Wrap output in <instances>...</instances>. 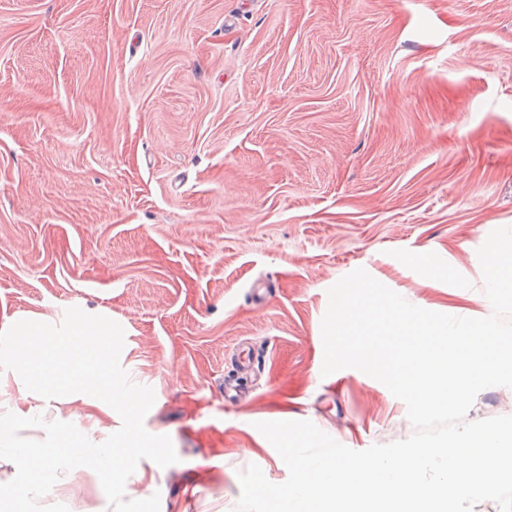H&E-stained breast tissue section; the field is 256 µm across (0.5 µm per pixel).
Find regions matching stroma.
<instances>
[{
  "label": "stroma",
  "instance_id": "stroma-1",
  "mask_svg": "<svg viewBox=\"0 0 512 512\" xmlns=\"http://www.w3.org/2000/svg\"><path fill=\"white\" fill-rule=\"evenodd\" d=\"M510 225L512 0H0V311L124 326L112 374L169 451L140 512L286 481L260 422L409 437L383 383L322 376L327 291L362 268L481 317L477 250Z\"/></svg>",
  "mask_w": 512,
  "mask_h": 512
}]
</instances>
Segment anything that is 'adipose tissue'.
Here are the masks:
<instances>
[{"instance_id":"1","label":"adipose tissue","mask_w":512,"mask_h":512,"mask_svg":"<svg viewBox=\"0 0 512 512\" xmlns=\"http://www.w3.org/2000/svg\"><path fill=\"white\" fill-rule=\"evenodd\" d=\"M122 325L87 308L68 324L50 315L0 317V460L18 465L20 482L0 489V512H26L49 487L83 470L107 478L115 491L144 480L134 462L145 457L155 472L167 464V447L139 427L149 396L112 382V343ZM120 427H112L114 418Z\"/></svg>"}]
</instances>
